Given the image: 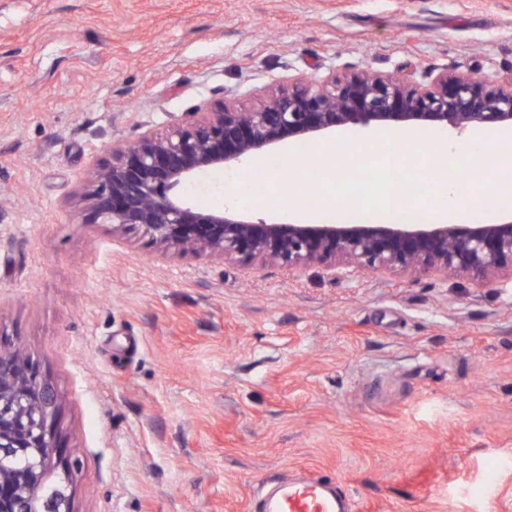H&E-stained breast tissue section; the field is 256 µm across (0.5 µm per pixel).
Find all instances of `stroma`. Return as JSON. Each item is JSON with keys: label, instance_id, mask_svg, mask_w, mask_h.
<instances>
[{"label": "stroma", "instance_id": "stroma-1", "mask_svg": "<svg viewBox=\"0 0 512 512\" xmlns=\"http://www.w3.org/2000/svg\"><path fill=\"white\" fill-rule=\"evenodd\" d=\"M370 68L512 77V0H0V341L57 396L73 512H512V273L168 257L85 223L113 142ZM256 512H354L335 486L319 479L281 484L259 496Z\"/></svg>", "mask_w": 512, "mask_h": 512}]
</instances>
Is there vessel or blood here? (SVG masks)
<instances>
[{
	"label": "vessel or blood",
	"instance_id": "1",
	"mask_svg": "<svg viewBox=\"0 0 512 512\" xmlns=\"http://www.w3.org/2000/svg\"><path fill=\"white\" fill-rule=\"evenodd\" d=\"M256 512H354L352 503L331 483L301 479L259 496Z\"/></svg>",
	"mask_w": 512,
	"mask_h": 512
}]
</instances>
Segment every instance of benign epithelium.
<instances>
[{"label": "benign epithelium", "instance_id": "benign-epithelium-1", "mask_svg": "<svg viewBox=\"0 0 512 512\" xmlns=\"http://www.w3.org/2000/svg\"><path fill=\"white\" fill-rule=\"evenodd\" d=\"M396 135L416 129L512 132V77L489 85L469 72L440 71L427 86L364 69L343 77H296L256 100L225 97L185 113L161 132L112 144L78 196L90 224L136 232L165 254L205 253L227 263L255 260L297 268L356 266L492 280L512 260L509 220L480 224H300L253 221L245 211L201 207L184 189L208 171L234 169L315 144L351 128ZM56 397L20 348L0 353V512H72L43 498L48 477L72 464L57 452Z\"/></svg>", "mask_w": 512, "mask_h": 512}]
</instances>
